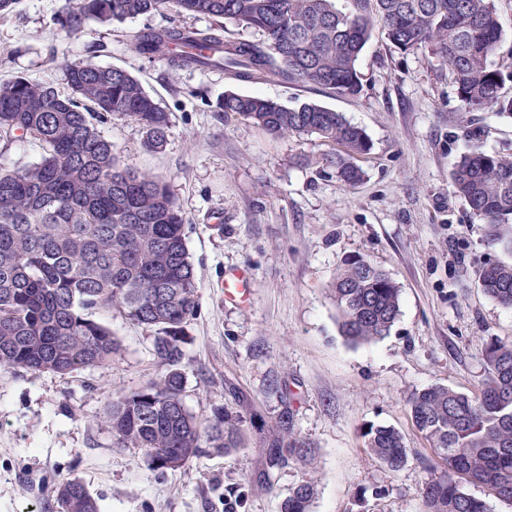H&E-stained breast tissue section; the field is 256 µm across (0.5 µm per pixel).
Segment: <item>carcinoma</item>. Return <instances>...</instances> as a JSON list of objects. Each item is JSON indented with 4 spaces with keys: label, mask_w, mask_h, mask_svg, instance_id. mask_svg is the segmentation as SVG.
<instances>
[{
    "label": "carcinoma",
    "mask_w": 512,
    "mask_h": 512,
    "mask_svg": "<svg viewBox=\"0 0 512 512\" xmlns=\"http://www.w3.org/2000/svg\"><path fill=\"white\" fill-rule=\"evenodd\" d=\"M74 0L62 15L67 32L85 20L122 22L164 9L206 15V31L173 24L145 28L133 50L172 68H218L239 80L278 78L340 95L359 93L358 64L375 25L402 52L428 48L448 67L466 112L512 117L503 75L488 59L502 36L494 0ZM262 34L227 39L224 22ZM70 94L16 76L0 84V140L36 141L39 160L0 168V367L72 374L110 362L119 345L95 318L112 310L159 331L155 351L165 369L120 394L101 422L114 447L136 448L152 472L175 471L205 451L227 455L244 447L249 398L203 422L188 410L179 367L186 324L198 311V285L184 218L166 182L124 168L98 124L114 114L139 124L149 149L163 146L167 113L130 73L110 66L65 64ZM218 108L273 137L316 135L337 146L322 166L349 186L370 149L363 128L341 112L307 101L276 100L229 91ZM454 193L485 224L487 245L512 253V157L473 152L451 165ZM480 288L512 308V263L485 266ZM340 329L353 344L387 336L400 313V288L365 259L345 262L330 284ZM413 424L429 443L431 478L422 488L425 512H491L488 498L512 502V343L490 341L479 393L445 385L413 392ZM370 455L393 472L408 462L403 434L371 425L363 432ZM311 462L310 445L278 422L267 440L266 463ZM479 484L487 496L463 490ZM59 512H99L79 481L53 485ZM315 484L303 481L280 512H310Z\"/></svg>",
    "instance_id": "obj_1"
}]
</instances>
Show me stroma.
Here are the masks:
<instances>
[{"mask_svg":"<svg viewBox=\"0 0 512 512\" xmlns=\"http://www.w3.org/2000/svg\"><path fill=\"white\" fill-rule=\"evenodd\" d=\"M66 0H18L0 19V82L20 75L67 93L64 64L83 60L125 69L165 110L164 147L144 145L121 116L103 124L125 168L166 181L185 218L198 282V313L185 328L184 401L199 419L250 396L256 413L244 448L204 454L159 475L142 453L114 447L100 416L112 396L154 379V333L99 314L120 346L109 365L70 375L0 368V512H56L52 486L82 481L100 512H279L302 481L316 485L311 512H423L430 447L415 429L411 393L441 384L477 393L491 338L512 341V308L478 282L507 253L488 247L483 224L450 184L459 154H512V119L466 112L447 68L429 50L405 53L375 29L362 54L360 91L342 96L276 79L240 81L221 69H173L137 55L145 27L206 30L203 15L157 12L122 23L61 25ZM503 30L489 62L512 96V0H495ZM287 105L314 101L368 135L365 172L349 186L323 172L332 147L316 136L271 138L221 112L226 92ZM363 258L401 289L389 335L355 345L341 333L329 285L344 261ZM243 269L250 303L224 301V273ZM289 415L311 465L266 468L264 431ZM392 426L409 451L389 471L368 453L363 429Z\"/></svg>","mask_w":512,"mask_h":512,"instance_id":"obj_1","label":"stroma"}]
</instances>
